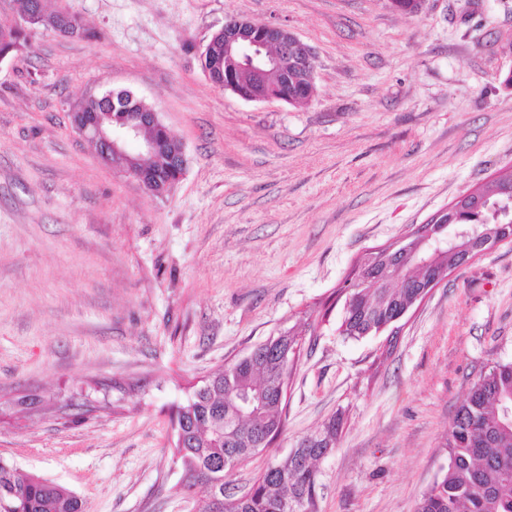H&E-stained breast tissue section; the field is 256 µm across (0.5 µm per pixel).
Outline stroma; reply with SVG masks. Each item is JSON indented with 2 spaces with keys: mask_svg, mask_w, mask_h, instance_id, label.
<instances>
[{
  "mask_svg": "<svg viewBox=\"0 0 512 512\" xmlns=\"http://www.w3.org/2000/svg\"><path fill=\"white\" fill-rule=\"evenodd\" d=\"M45 5L90 36L40 32L0 61V461L88 512H195L173 409L293 328L287 429L226 488L245 492L334 417L319 512H415L471 382L512 361V239L449 272L393 346L341 336L336 290L366 250L512 167V0ZM232 17L312 49L308 101L247 102L207 79L201 51ZM109 89L182 144L165 195L73 130L76 105Z\"/></svg>",
  "mask_w": 512,
  "mask_h": 512,
  "instance_id": "obj_1",
  "label": "stroma"
}]
</instances>
